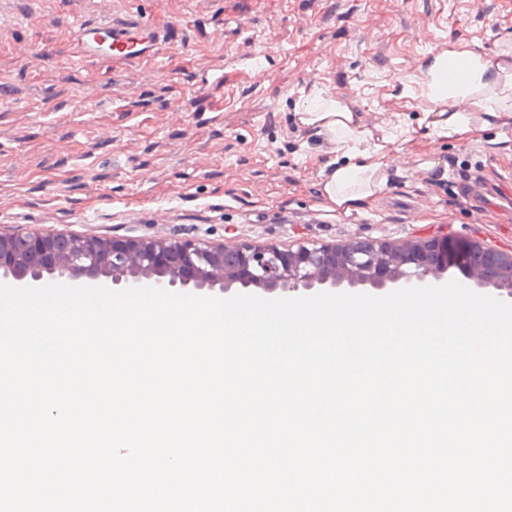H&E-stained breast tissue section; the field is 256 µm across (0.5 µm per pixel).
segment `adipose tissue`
<instances>
[{
	"instance_id": "obj_1",
	"label": "adipose tissue",
	"mask_w": 512,
	"mask_h": 512,
	"mask_svg": "<svg viewBox=\"0 0 512 512\" xmlns=\"http://www.w3.org/2000/svg\"><path fill=\"white\" fill-rule=\"evenodd\" d=\"M424 75L427 96L436 105L427 115L428 123L440 136L468 139L476 127L472 112H480V124L485 126L501 122L512 112V67L492 63L480 52L434 54ZM460 100L470 101L472 112L456 110ZM299 121L326 137L345 158L327 174L323 197L346 214L371 204L387 183L388 137H375L357 113L333 99L312 101Z\"/></svg>"
}]
</instances>
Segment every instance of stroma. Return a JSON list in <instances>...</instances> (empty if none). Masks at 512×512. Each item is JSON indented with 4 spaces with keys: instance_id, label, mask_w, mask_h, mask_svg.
<instances>
[{
    "instance_id": "35a3bbf8",
    "label": "stroma",
    "mask_w": 512,
    "mask_h": 512,
    "mask_svg": "<svg viewBox=\"0 0 512 512\" xmlns=\"http://www.w3.org/2000/svg\"><path fill=\"white\" fill-rule=\"evenodd\" d=\"M128 7L177 28L156 70L69 59L76 22ZM464 29L499 58L512 0H0V230L284 251L446 234L512 251V122L464 142L420 123L425 64ZM24 45L51 56L28 66ZM320 93L404 160L349 216L321 197L335 153L296 116Z\"/></svg>"
}]
</instances>
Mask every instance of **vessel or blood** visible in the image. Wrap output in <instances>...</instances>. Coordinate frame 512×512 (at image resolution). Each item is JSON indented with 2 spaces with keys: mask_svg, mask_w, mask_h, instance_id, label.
Wrapping results in <instances>:
<instances>
[{
  "mask_svg": "<svg viewBox=\"0 0 512 512\" xmlns=\"http://www.w3.org/2000/svg\"><path fill=\"white\" fill-rule=\"evenodd\" d=\"M166 32L139 15L112 18L73 27L70 44L74 58L98 65L150 67L158 58Z\"/></svg>",
  "mask_w": 512,
  "mask_h": 512,
  "instance_id": "vessel-or-blood-1",
  "label": "vessel or blood"
}]
</instances>
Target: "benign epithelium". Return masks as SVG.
I'll return each mask as SVG.
<instances>
[{
	"instance_id": "1",
	"label": "benign epithelium",
	"mask_w": 512,
	"mask_h": 512,
	"mask_svg": "<svg viewBox=\"0 0 512 512\" xmlns=\"http://www.w3.org/2000/svg\"><path fill=\"white\" fill-rule=\"evenodd\" d=\"M456 268L478 287L512 297V252L442 238L378 242L356 237L339 246H213L204 242L39 235L22 228L0 232V271L20 285L38 286L46 275L98 278L126 288L234 285L266 294L305 293L317 285H369L381 290L438 285Z\"/></svg>"
}]
</instances>
